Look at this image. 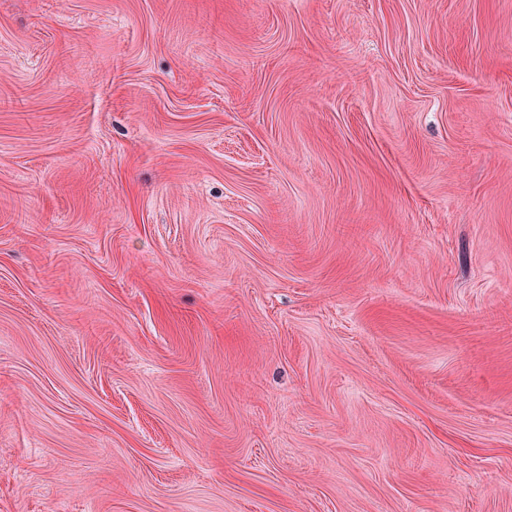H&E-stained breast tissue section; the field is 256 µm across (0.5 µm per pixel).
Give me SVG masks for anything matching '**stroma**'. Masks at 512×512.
<instances>
[{
	"label": "stroma",
	"instance_id": "stroma-1",
	"mask_svg": "<svg viewBox=\"0 0 512 512\" xmlns=\"http://www.w3.org/2000/svg\"><path fill=\"white\" fill-rule=\"evenodd\" d=\"M0 512H512V0H0Z\"/></svg>",
	"mask_w": 512,
	"mask_h": 512
}]
</instances>
